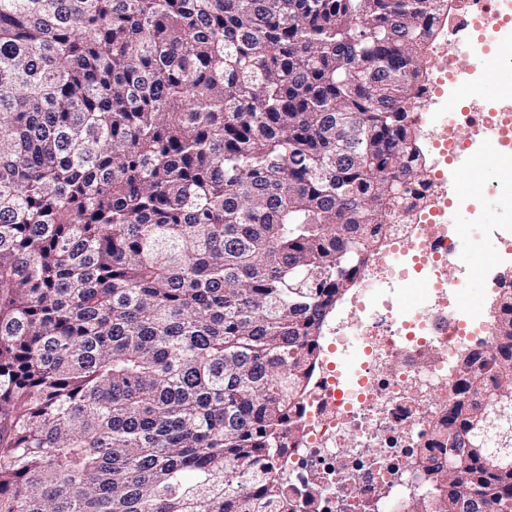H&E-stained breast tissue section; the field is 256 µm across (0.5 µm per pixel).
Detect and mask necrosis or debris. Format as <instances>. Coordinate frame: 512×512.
Listing matches in <instances>:
<instances>
[{
  "instance_id": "necrosis-or-debris-1",
  "label": "necrosis or debris",
  "mask_w": 512,
  "mask_h": 512,
  "mask_svg": "<svg viewBox=\"0 0 512 512\" xmlns=\"http://www.w3.org/2000/svg\"><path fill=\"white\" fill-rule=\"evenodd\" d=\"M507 7L457 0L434 53L456 61L476 24L500 22ZM447 83L442 72L422 85L419 121L434 163L409 185L408 221L387 225L358 288L330 321L276 462L285 499L271 512H401L421 499L427 469L446 460L432 429L448 421L452 364L465 350L493 352L494 326L469 310L461 282L449 275L465 252L448 221L456 190L446 165L487 127L511 145L512 106L435 111ZM416 283L427 288L424 301H406Z\"/></svg>"
}]
</instances>
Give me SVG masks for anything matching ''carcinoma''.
I'll return each mask as SVG.
<instances>
[{
	"instance_id": "carcinoma-1",
	"label": "carcinoma",
	"mask_w": 512,
	"mask_h": 512,
	"mask_svg": "<svg viewBox=\"0 0 512 512\" xmlns=\"http://www.w3.org/2000/svg\"><path fill=\"white\" fill-rule=\"evenodd\" d=\"M447 7L0 0V512H268ZM456 371L405 512H512V290Z\"/></svg>"
}]
</instances>
